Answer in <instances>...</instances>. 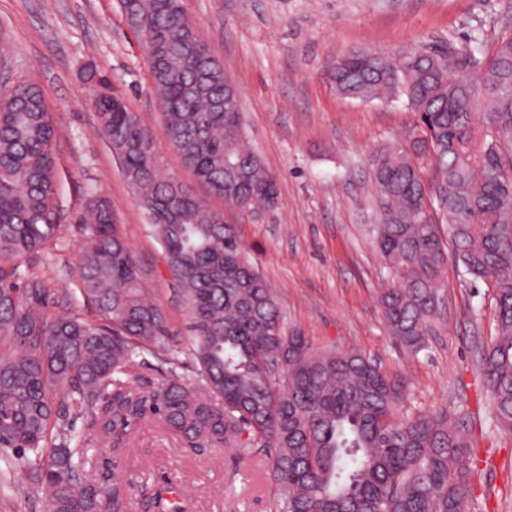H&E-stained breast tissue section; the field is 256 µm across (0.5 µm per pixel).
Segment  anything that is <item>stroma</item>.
Returning <instances> with one entry per match:
<instances>
[{
  "label": "stroma",
  "instance_id": "obj_1",
  "mask_svg": "<svg viewBox=\"0 0 512 512\" xmlns=\"http://www.w3.org/2000/svg\"><path fill=\"white\" fill-rule=\"evenodd\" d=\"M189 17L224 64L242 98L245 136L280 190L278 209L261 214L225 208L197 186L170 144L156 107L149 62L119 0H0V54L15 75L41 88L56 127V245L16 263L19 281L44 278L55 311L86 316L73 299L84 231L78 215L88 192L109 199L153 300L166 317L170 344L185 347L190 315L165 253L91 107L107 80L153 137L165 174L224 209L251 260L278 300L286 330L315 348H355L408 384L403 411L445 410L463 418L474 439L477 472L466 512H512V433L494 431L481 386L483 348L495 334L492 290L447 266L441 293L448 325L425 350L389 335L376 289L384 261L368 225L378 223L372 162L405 142L415 115L402 103L342 97L330 83L337 56L369 48L395 54L411 46L475 40L512 31V0H183ZM98 75L90 81L84 68ZM85 469L116 474L134 486L176 487L185 512H275L269 463L258 444L196 448L148 419L125 449L89 446ZM0 512H46L23 473L0 474Z\"/></svg>",
  "mask_w": 512,
  "mask_h": 512
}]
</instances>
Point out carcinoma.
Returning a JSON list of instances; mask_svg holds the SVG:
<instances>
[{"label":"carcinoma","mask_w":512,"mask_h":512,"mask_svg":"<svg viewBox=\"0 0 512 512\" xmlns=\"http://www.w3.org/2000/svg\"><path fill=\"white\" fill-rule=\"evenodd\" d=\"M130 28L150 52L166 134L209 195L276 208L279 191L246 144L239 95L212 51L199 66L197 27L179 24L182 0H131ZM336 92L364 102L401 101L417 123L403 146L373 161L380 223L371 229L387 269L377 299L390 336L414 352L446 325L439 291L448 260L440 224L462 275L493 283L496 334L480 377L489 422L512 430V36L390 56L352 51L334 62ZM99 130L159 238L193 320L188 360L164 343L165 317L114 220L93 196L78 292L96 319L52 312L45 281L16 283L12 262L52 245L60 228L55 127L33 82L0 78V447L24 471L48 512H131L127 482L89 480L85 446L125 449L148 415L200 445H260L270 461L276 512H464L473 443L448 418L399 415L405 379L352 348L316 350L286 331L273 289L254 268L237 228L158 170L151 134L122 98L93 101ZM152 357V364L147 357ZM158 372L152 380L144 366ZM83 419L81 434L73 422ZM144 512H179L153 488Z\"/></svg>","instance_id":"1"}]
</instances>
